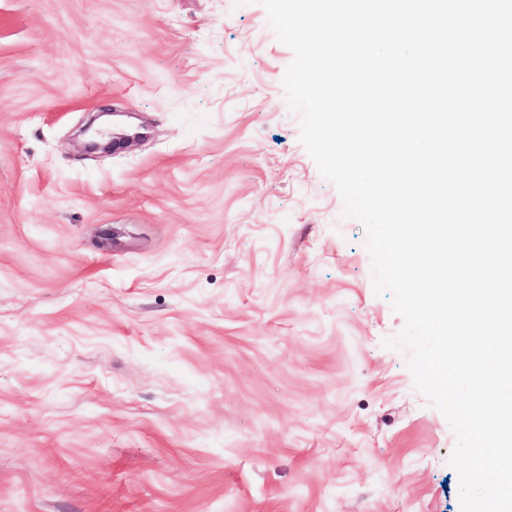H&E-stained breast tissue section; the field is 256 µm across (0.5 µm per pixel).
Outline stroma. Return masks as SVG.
<instances>
[{
	"instance_id": "35a3bbf8",
	"label": "stroma",
	"mask_w": 512,
	"mask_h": 512,
	"mask_svg": "<svg viewBox=\"0 0 512 512\" xmlns=\"http://www.w3.org/2000/svg\"><path fill=\"white\" fill-rule=\"evenodd\" d=\"M292 59L258 0H0V512H461Z\"/></svg>"
}]
</instances>
